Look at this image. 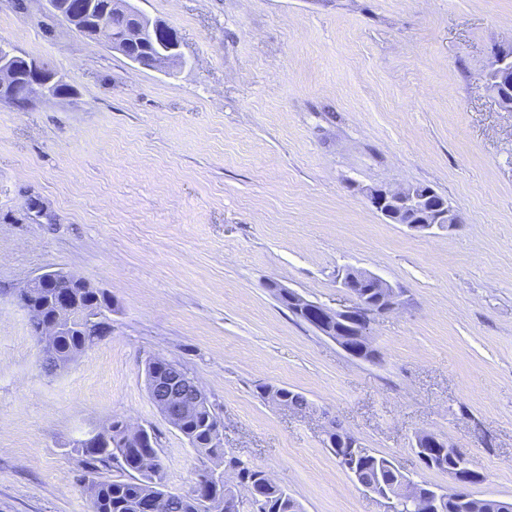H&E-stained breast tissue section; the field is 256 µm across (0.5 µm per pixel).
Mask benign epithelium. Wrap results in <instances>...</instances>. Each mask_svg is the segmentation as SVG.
Returning <instances> with one entry per match:
<instances>
[{"mask_svg": "<svg viewBox=\"0 0 512 512\" xmlns=\"http://www.w3.org/2000/svg\"><path fill=\"white\" fill-rule=\"evenodd\" d=\"M91 40L100 42L112 48L113 51L123 53L122 42L112 33V28L106 20H101ZM182 63L180 44L176 43L164 50L147 64L152 69L166 68L170 65ZM29 68L34 75L31 84L33 102L49 96L48 83L51 80V70L47 63L32 59ZM17 79V71L12 64V54H0V90L12 88ZM506 80L512 82V58L498 53L484 75L486 84ZM424 198L414 187H378L369 190L367 202L384 218L391 219L398 210H415L423 208ZM463 223L462 216L444 198H438V207L429 218L410 225V228L429 232L435 228L453 231L457 225ZM341 287L345 288L354 298L349 307L342 309L326 308L316 302L310 301L300 293L271 284L268 290L276 298H288V311L297 319L311 325L314 329L338 345L347 354H352V341L357 340L366 345L372 343L370 326L375 318L381 314L396 310L401 302V290L393 286L380 276L362 269L346 267L337 274ZM44 285L58 286L62 289L75 286L88 288L90 284L81 276L72 273L46 272L27 281L20 292L21 304L27 303V294ZM100 321L95 311L75 313L69 307L60 309L57 318L53 321L43 322L37 331L38 342L42 354L51 353L55 336L64 326L78 324L82 327H94ZM164 395L159 397L157 410L172 426L177 427L181 415L192 411L201 403L209 401V397L196 383L189 373L183 369L171 373L163 384ZM448 454L458 460V465L447 471L450 480L448 490L436 493L425 498L420 496L419 483L400 477V482L392 487L380 490L372 486H365L363 490L374 495L384 505L383 512H400V504L406 501L419 507V512H436L438 501L453 495L469 499L470 487L473 483L483 480V476L474 473L467 463L466 455L453 445H448ZM224 484L229 486L231 497L224 501V512H239L250 499L252 488L240 483L237 476L224 473L220 477ZM164 495L151 494L142 499L138 505V512H162Z\"/></svg>", "mask_w": 512, "mask_h": 512, "instance_id": "obj_1", "label": "benign epithelium"}]
</instances>
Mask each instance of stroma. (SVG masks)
<instances>
[{"label": "stroma", "mask_w": 512, "mask_h": 512, "mask_svg": "<svg viewBox=\"0 0 512 512\" xmlns=\"http://www.w3.org/2000/svg\"><path fill=\"white\" fill-rule=\"evenodd\" d=\"M132 2L176 32L180 65L83 39L48 0H0V41L73 87L0 103V512H88L73 446L115 418L154 431L167 490L190 491L202 459L148 396L154 358L304 512L383 509L326 448L333 423L445 490L414 450L434 433L483 474L475 497L512 500V112L482 80L512 46V0ZM412 184L462 224L421 234L364 196ZM347 266L403 291L373 362L268 290L339 309ZM50 271L111 301L106 336L51 376L18 303Z\"/></svg>", "instance_id": "obj_1"}]
</instances>
